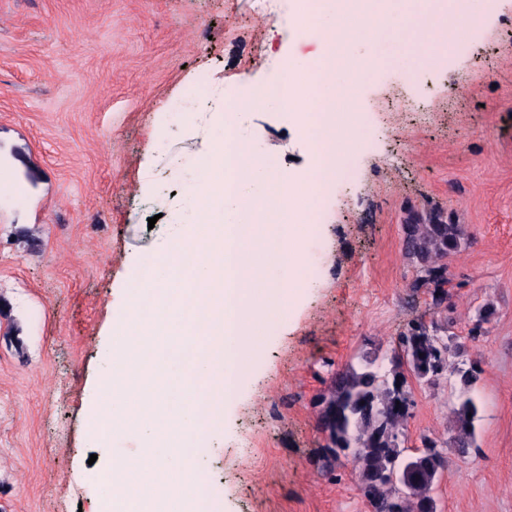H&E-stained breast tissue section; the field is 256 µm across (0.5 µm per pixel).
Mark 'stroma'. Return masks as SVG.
<instances>
[{
	"mask_svg": "<svg viewBox=\"0 0 512 512\" xmlns=\"http://www.w3.org/2000/svg\"><path fill=\"white\" fill-rule=\"evenodd\" d=\"M488 1L472 0L465 48L416 51L419 13L447 17L448 0H382L403 24L357 42L373 64L352 103L350 173L319 203L298 305L268 312L261 355L196 459L200 512H371L350 458L322 464L317 398L416 319L450 324L451 365L478 367L465 459L447 379L412 386L407 446L431 439L445 459L437 512H512V0ZM276 22L253 0H0V512H91L98 473L139 455L134 434L90 438L112 304L130 261L192 221L204 146L189 121L206 94L277 82L268 49L312 50L271 37ZM244 132L293 176L310 172L293 114L249 111ZM431 208L468 235L444 311L412 290L402 251L409 210Z\"/></svg>",
	"mask_w": 512,
	"mask_h": 512,
	"instance_id": "obj_1",
	"label": "stroma"
}]
</instances>
